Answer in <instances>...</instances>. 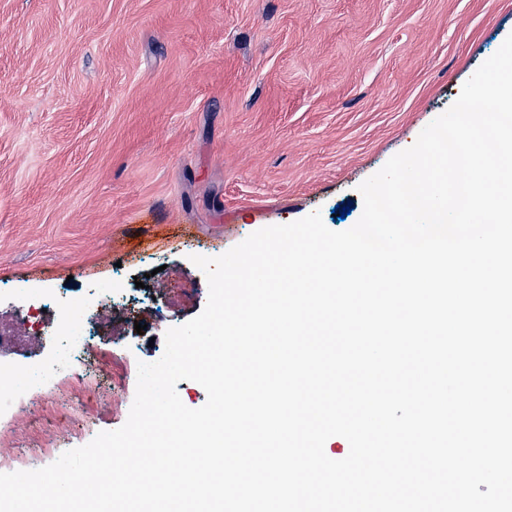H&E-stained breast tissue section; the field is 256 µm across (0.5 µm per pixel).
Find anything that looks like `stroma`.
Wrapping results in <instances>:
<instances>
[{"instance_id":"1","label":"stroma","mask_w":512,"mask_h":512,"mask_svg":"<svg viewBox=\"0 0 512 512\" xmlns=\"http://www.w3.org/2000/svg\"><path fill=\"white\" fill-rule=\"evenodd\" d=\"M511 34L512 0H0V327L35 361L61 313L18 296L148 288L102 303L94 372L0 427V456L123 426L136 361L207 303L192 255L314 212L353 227L359 185Z\"/></svg>"}]
</instances>
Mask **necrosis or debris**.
Listing matches in <instances>:
<instances>
[{"mask_svg":"<svg viewBox=\"0 0 512 512\" xmlns=\"http://www.w3.org/2000/svg\"><path fill=\"white\" fill-rule=\"evenodd\" d=\"M130 300L131 291L120 280L108 288L92 286L78 299L63 302L62 318L47 336L50 356L41 362H0V425L9 424L22 411L38 407L46 390L63 378L92 371L99 353L90 341L88 314L102 298Z\"/></svg>","mask_w":512,"mask_h":512,"instance_id":"obj_1","label":"necrosis or debris"}]
</instances>
